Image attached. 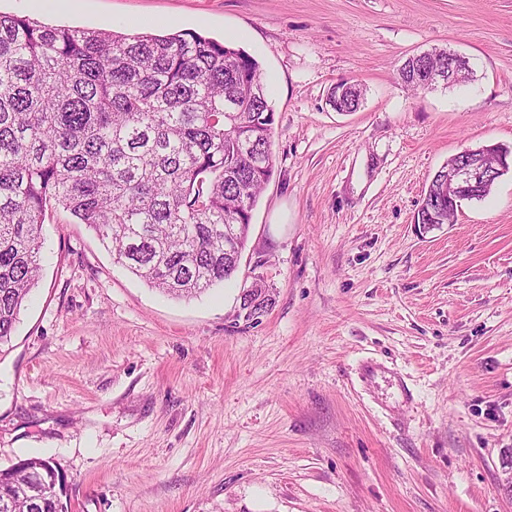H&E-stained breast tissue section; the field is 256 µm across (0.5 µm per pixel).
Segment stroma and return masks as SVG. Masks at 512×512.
Masks as SVG:
<instances>
[{
    "label": "stroma",
    "mask_w": 512,
    "mask_h": 512,
    "mask_svg": "<svg viewBox=\"0 0 512 512\" xmlns=\"http://www.w3.org/2000/svg\"><path fill=\"white\" fill-rule=\"evenodd\" d=\"M84 29L191 30L263 70L275 170L231 280L191 300L49 209L0 348V468L38 457L71 512H512V171L415 216L463 148L512 152V0H0ZM468 58L420 93L403 59ZM340 82L365 91L333 109ZM269 304L242 307L247 289ZM436 174L432 178L429 183L427 190L422 199L420 208L417 212L416 223L417 224H448V206H444L437 212L436 216L438 217L437 221L432 220V215L437 209L438 203L433 198V187H434V178Z\"/></svg>",
    "instance_id": "obj_1"
}]
</instances>
